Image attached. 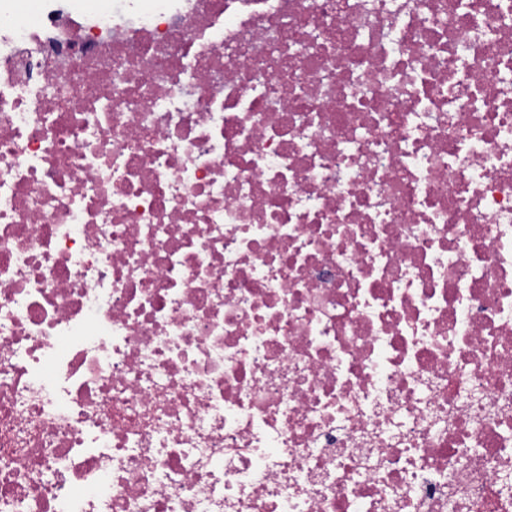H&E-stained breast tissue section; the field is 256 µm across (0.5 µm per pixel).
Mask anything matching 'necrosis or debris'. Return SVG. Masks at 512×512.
I'll use <instances>...</instances> for the list:
<instances>
[{
	"instance_id": "obj_1",
	"label": "necrosis or debris",
	"mask_w": 512,
	"mask_h": 512,
	"mask_svg": "<svg viewBox=\"0 0 512 512\" xmlns=\"http://www.w3.org/2000/svg\"><path fill=\"white\" fill-rule=\"evenodd\" d=\"M0 0V512H512V0Z\"/></svg>"
}]
</instances>
